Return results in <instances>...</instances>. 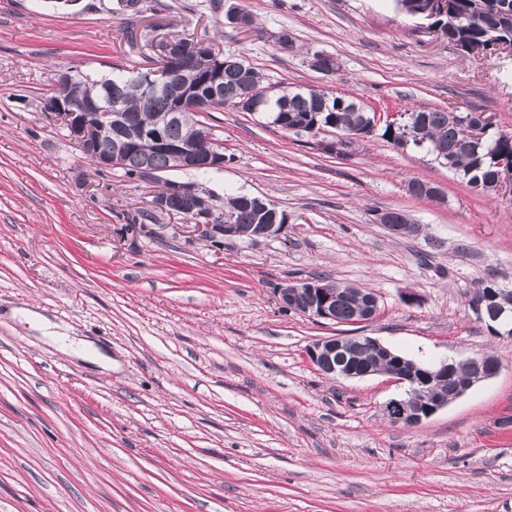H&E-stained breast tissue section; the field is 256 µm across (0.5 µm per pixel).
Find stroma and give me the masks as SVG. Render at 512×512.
Returning a JSON list of instances; mask_svg holds the SVG:
<instances>
[{
  "mask_svg": "<svg viewBox=\"0 0 512 512\" xmlns=\"http://www.w3.org/2000/svg\"><path fill=\"white\" fill-rule=\"evenodd\" d=\"M231 4L259 31L226 26ZM154 5L132 23L117 0H0V512H512V340L468 305L487 273L512 286V195L422 150L373 139L341 159L262 113L203 112L226 157L210 188L288 215L276 237L217 245L144 220L146 186L96 169L43 110L57 71L144 67L127 31L143 44L189 29L270 87L482 110L512 132V55L462 59L395 0ZM284 30L294 50L272 43ZM315 50L338 70H312ZM413 179L446 203L412 196ZM393 209L420 232L376 223ZM315 276L374 290L378 315L334 325L281 307L278 288ZM360 335L420 362L488 351L501 369L410 427L383 412L400 392L387 377L328 379L304 358Z\"/></svg>",
  "mask_w": 512,
  "mask_h": 512,
  "instance_id": "obj_1",
  "label": "stroma"
}]
</instances>
